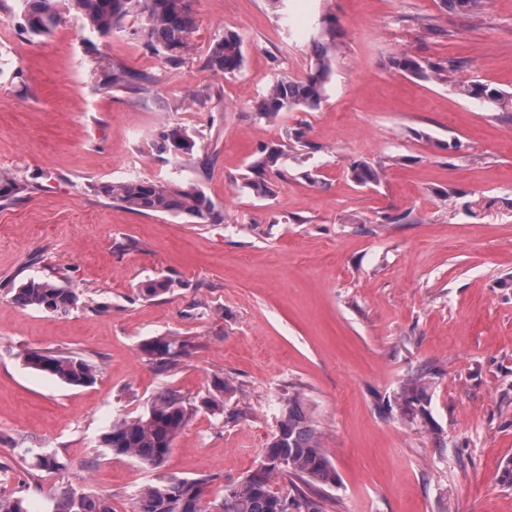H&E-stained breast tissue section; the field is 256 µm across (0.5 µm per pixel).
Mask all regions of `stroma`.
Listing matches in <instances>:
<instances>
[{"label": "stroma", "mask_w": 512, "mask_h": 512, "mask_svg": "<svg viewBox=\"0 0 512 512\" xmlns=\"http://www.w3.org/2000/svg\"><path fill=\"white\" fill-rule=\"evenodd\" d=\"M189 4L192 47L174 61L135 15L103 36L65 12L32 38L15 0L0 5V170L29 186L0 201V495L49 512L70 486L132 512L142 487L206 474L220 500L257 469L295 387L340 477L326 512H512V119L457 90L512 94V0H486L477 22L441 0ZM329 16L320 107L257 120L275 75L306 73ZM227 32L243 43L233 75L208 65ZM403 53L462 66L425 82L391 68ZM110 64L149 78L107 86ZM172 126L196 142L177 162L154 147ZM298 128L311 146L279 159L273 196L243 189L257 147ZM363 160L386 163L377 186L347 177ZM131 178L198 184L219 218L114 205L104 185ZM33 277L71 288L76 308L15 304ZM158 277L169 291L143 298ZM160 336L192 345L164 372L141 351ZM33 348L83 358L95 382L27 367ZM419 370L429 389L411 421L399 385ZM217 378L233 386L223 414L195 413L162 467L104 453L114 417L168 387L200 399ZM28 448L62 469L36 470Z\"/></svg>", "instance_id": "1"}]
</instances>
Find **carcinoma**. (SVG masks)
<instances>
[{"instance_id": "1", "label": "carcinoma", "mask_w": 512, "mask_h": 512, "mask_svg": "<svg viewBox=\"0 0 512 512\" xmlns=\"http://www.w3.org/2000/svg\"><path fill=\"white\" fill-rule=\"evenodd\" d=\"M23 14L25 30L34 36H44L57 26L61 0H16ZM77 16L90 29L110 35L121 21L132 13L145 20L146 36L153 51L172 59L187 52L195 26L188 0H67ZM445 8L466 15L478 16L482 0H442ZM336 24L321 21L319 36L311 39V59L305 76L294 79L276 75L266 93L256 101L254 115L270 122L282 112L297 108L314 110L324 100L326 85L332 74L331 49L336 41ZM244 63L243 45L239 35L226 32L210 46L209 67L216 73L234 74ZM394 69L423 80H440L461 66L457 60L424 64L407 54L391 61ZM466 98L486 102L500 112H512V95L480 81H468L459 86ZM184 143L185 154L192 153L195 141L187 130L171 128L159 133L156 148L179 158L174 152L175 141ZM283 150L262 145L249 164L250 175L243 188L259 197L273 195V183L268 175L280 174L277 162ZM351 180L359 186L378 184L383 168L364 161L350 166ZM26 186L8 174L0 173V199L15 197ZM112 202L139 213L181 215L205 219L213 210L205 193L194 183L186 185L152 179H130L104 186ZM169 290V281L156 278L147 281L141 295L152 299ZM13 300L22 307H32L57 314H67L77 304V295L69 288L48 280L29 279L12 289ZM189 344L168 337L146 340L142 352L160 368H167L188 352ZM25 364L63 383L81 387L95 381V369L86 360L50 350L30 349L24 355ZM229 385L222 379L213 381L212 390L197 406L178 390L167 388L155 395L148 408L136 416H124L112 421L104 434V449L113 455L131 458L146 468L161 467L166 461L177 435L201 407L212 413L224 414V393ZM426 375L417 371L400 386L403 414L412 415L425 401ZM32 466L54 472L62 463L55 454L34 448ZM275 476H285L292 482L295 493L288 497L271 489ZM211 482L208 476L170 478L143 487L134 495L132 512H323L324 491L335 487L339 476L322 447L321 432L304 397L297 391L279 403L277 430L265 450L264 462L250 476L224 486L218 505L206 504L204 490ZM0 512H29L23 497H0ZM50 512H112V508L73 488L63 489L52 500Z\"/></svg>"}]
</instances>
